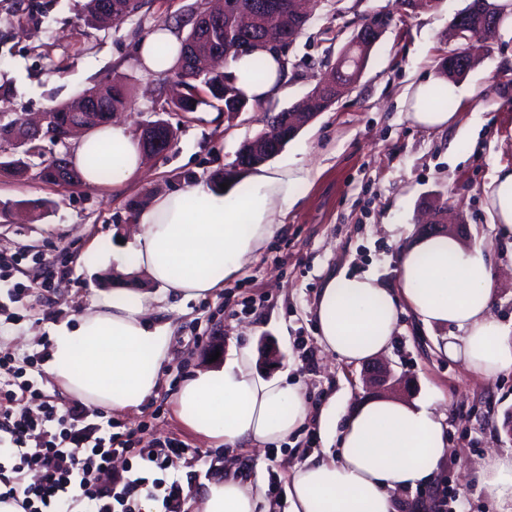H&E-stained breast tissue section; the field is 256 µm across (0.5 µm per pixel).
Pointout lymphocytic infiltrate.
Segmentation results:
<instances>
[{
  "label": "lymphocytic infiltrate",
  "mask_w": 512,
  "mask_h": 512,
  "mask_svg": "<svg viewBox=\"0 0 512 512\" xmlns=\"http://www.w3.org/2000/svg\"><path fill=\"white\" fill-rule=\"evenodd\" d=\"M25 400L39 401V416L22 408ZM89 416L80 402L59 411L33 383L15 388L0 381V471L9 466L40 475L27 486L0 483V503L19 512H142L143 502L153 501L161 512H184L180 482L162 476L169 455L181 453L180 444L170 441L140 453L137 468L104 482L101 474L116 454L126 452L128 442Z\"/></svg>",
  "instance_id": "obj_1"
}]
</instances>
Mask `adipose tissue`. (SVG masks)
I'll return each mask as SVG.
<instances>
[{"mask_svg": "<svg viewBox=\"0 0 512 512\" xmlns=\"http://www.w3.org/2000/svg\"><path fill=\"white\" fill-rule=\"evenodd\" d=\"M181 40L166 26L140 43L142 66L152 73L177 62ZM268 73L251 77L253 55L231 60L229 72L247 99L282 93L287 73L271 53ZM462 104V83L427 77L411 83L402 99L418 126L444 130L456 113L441 110L437 96ZM112 169L121 187L141 168L143 152L128 125L115 121L83 134L73 154L87 185H101L88 157ZM300 171L257 167L247 178L232 177L226 188L191 183L155 197L142 211L131 252L116 257L124 276L141 274L150 288L96 290L92 305L76 326L58 325L47 371L64 392L86 404L115 412L136 408L157 388L167 354L171 323L149 318L161 296L198 298L223 287L277 229L275 217L288 204ZM492 223L512 238V169H498L487 193ZM496 264L481 238L463 244L449 235L414 240L400 255L398 286L388 288L367 276L331 278L316 302L319 340L331 356L358 364L386 354L401 308L429 327H453L442 351L475 373L490 378L512 369V328L492 314ZM184 426L226 448L244 443H281L310 416L303 388L285 376L262 377L244 348L221 368L199 369L173 394ZM445 416L436 403L392 396L343 406L338 416L321 413L324 446L312 452L288 477L289 512H395L402 492L433 483L447 453ZM479 485L498 512H512V453L490 455ZM260 487L231 475L212 481L203 512H257Z\"/></svg>", "mask_w": 512, "mask_h": 512, "instance_id": "obj_1", "label": "adipose tissue"}]
</instances>
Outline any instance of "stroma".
I'll return each mask as SVG.
<instances>
[{"label":"stroma","mask_w":512,"mask_h":512,"mask_svg":"<svg viewBox=\"0 0 512 512\" xmlns=\"http://www.w3.org/2000/svg\"><path fill=\"white\" fill-rule=\"evenodd\" d=\"M84 4L0 0V113L34 116L118 79L129 90L119 120L135 131L163 119L177 138L117 189L66 190L33 173H0V355L11 354L47 399L71 406L46 368L55 326L77 324L94 289L112 285L113 265L97 264L90 243L121 253L155 197L193 181L223 184L240 145L265 130L267 113L306 96L360 20L385 10L391 25L353 88L267 163L303 169L305 176L291 190L280 229L223 288L169 301L152 313V320L173 325L159 386L140 407L113 413L112 423L134 432L139 448L170 439L187 445L186 454L170 456L166 471L184 488V512H202L208 483L227 473L261 483L272 512H288V474L321 448L314 417L323 406L387 394L431 399L446 414L448 455L435 482L401 495L399 512H411L410 502L420 496L425 512H494L475 475L489 449L512 451V370L493 378L469 371L437 349L450 328L428 327L404 311L386 355L396 383L369 386L368 363L335 361L322 348L314 309L327 281L344 273L396 287L400 253L426 233L421 218L446 205L463 221L445 225L444 234L468 244L474 230H482L491 257L505 252L490 230L486 187L498 168H512V25L466 76L471 95L456 124L435 131L407 120L401 99L412 81L439 75L452 47L446 33L467 0H442L438 9L411 15L395 0H323L287 53L286 92L232 118L205 105L166 111L167 74L145 72L138 63L140 40L156 26H175L201 0H142L137 13L105 29L83 24ZM15 286L26 290L22 302L8 296ZM244 346L261 372L287 371L289 381L303 387L312 415L288 443L261 453L211 447L181 424L172 400L211 355L225 357ZM33 360L41 376H33Z\"/></svg>","instance_id":"stroma-1"}]
</instances>
